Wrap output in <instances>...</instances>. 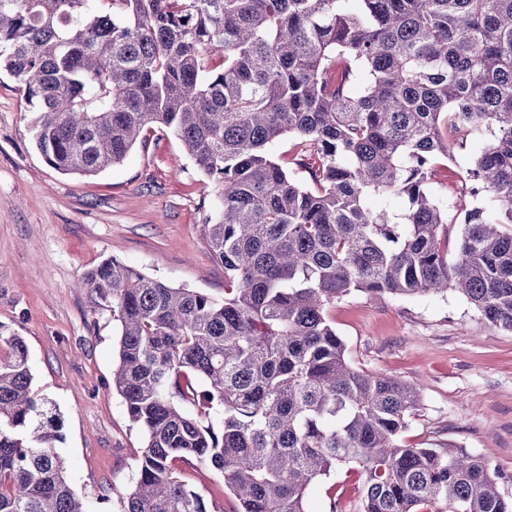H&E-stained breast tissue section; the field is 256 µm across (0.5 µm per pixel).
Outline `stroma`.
<instances>
[{
	"mask_svg": "<svg viewBox=\"0 0 512 512\" xmlns=\"http://www.w3.org/2000/svg\"><path fill=\"white\" fill-rule=\"evenodd\" d=\"M35 112L17 82L0 75V326L21 336L33 388L64 420L59 451L89 512H122L135 485L143 439L112 388L117 323L94 307L78 280L117 257L173 285L224 296V267L208 251L203 222L214 184L172 134L151 129L123 162L94 177L50 167L35 147ZM487 143L468 140L438 180L448 210L466 198L469 160ZM328 316L358 367L413 385L422 405L404 433L420 447L451 443L510 474L512 496V333L492 328L459 294L403 300L354 294ZM180 478L220 512L237 504L223 477L177 463ZM363 477L342 467L314 483L309 512H360Z\"/></svg>",
	"mask_w": 512,
	"mask_h": 512,
	"instance_id": "obj_1",
	"label": "stroma"
}]
</instances>
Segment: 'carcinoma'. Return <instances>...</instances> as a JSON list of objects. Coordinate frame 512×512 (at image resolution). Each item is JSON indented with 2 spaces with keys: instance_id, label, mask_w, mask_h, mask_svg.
Segmentation results:
<instances>
[{
  "instance_id": "cac0c4a2",
  "label": "carcinoma",
  "mask_w": 512,
  "mask_h": 512,
  "mask_svg": "<svg viewBox=\"0 0 512 512\" xmlns=\"http://www.w3.org/2000/svg\"><path fill=\"white\" fill-rule=\"evenodd\" d=\"M2 70L59 172L95 176L155 126L215 185L224 298L116 257L79 282L119 323L112 387L143 434L123 512H210L175 472L192 460L236 512H308L350 465L362 512H512L485 458L401 440L419 392L352 366L327 315L452 289L512 333V0H0ZM287 134L292 172L272 154ZM476 135L465 180L487 201L450 218L434 176ZM0 343V512H88L26 343Z\"/></svg>"
}]
</instances>
